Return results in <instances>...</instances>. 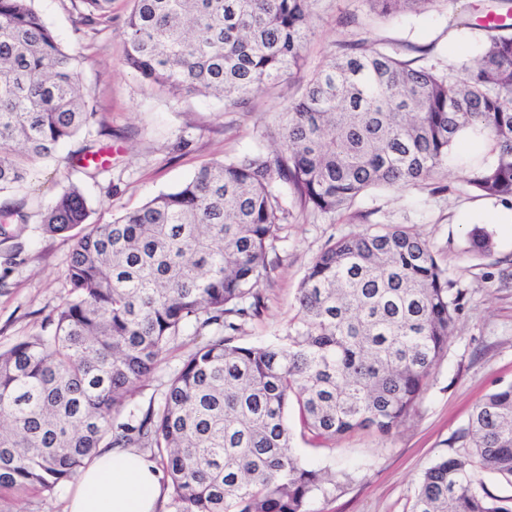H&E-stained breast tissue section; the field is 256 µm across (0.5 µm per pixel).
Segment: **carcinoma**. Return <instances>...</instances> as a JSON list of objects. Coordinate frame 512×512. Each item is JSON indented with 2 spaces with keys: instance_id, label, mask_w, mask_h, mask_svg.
<instances>
[{
  "instance_id": "obj_1",
  "label": "carcinoma",
  "mask_w": 512,
  "mask_h": 512,
  "mask_svg": "<svg viewBox=\"0 0 512 512\" xmlns=\"http://www.w3.org/2000/svg\"><path fill=\"white\" fill-rule=\"evenodd\" d=\"M33 0H0V192L96 121L67 50ZM126 65L169 93L226 107L300 68L315 0H130ZM393 18L440 0H366ZM75 31L112 23V0H70ZM512 26L484 23L470 64L413 66L365 42L336 53L282 113L271 153L201 166L108 224L71 184L41 212L73 233L67 296L41 332L0 350V502L72 482L102 448H153L173 512H309L338 486L295 454L288 408L334 441L392 433L414 411L456 329L462 293L428 241L397 225L329 239L306 269L276 343L239 344L261 316L267 252L300 207L332 215L375 188L421 185L465 132L492 158L461 162L471 191L512 201ZM28 215L0 207V236ZM224 335L192 352L161 406L128 409L135 384L185 329ZM472 451L418 480L409 512H512L476 469L512 479V384L473 409Z\"/></svg>"
}]
</instances>
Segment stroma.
Masks as SVG:
<instances>
[{
  "label": "stroma",
  "mask_w": 512,
  "mask_h": 512,
  "mask_svg": "<svg viewBox=\"0 0 512 512\" xmlns=\"http://www.w3.org/2000/svg\"><path fill=\"white\" fill-rule=\"evenodd\" d=\"M33 6L76 55L83 92L103 128L37 163L23 186L0 194V206L28 215L16 238L0 240V350L38 333L66 297L74 241L45 232L40 213L69 185H78L88 198L90 223H108L182 184L208 162L271 151L289 100L344 45L366 41L419 65L458 66L486 40L481 19L507 9L503 0H444L421 15L383 19L370 14L364 0H316L302 69L278 87L227 108L214 99L159 90L125 64L129 0H114L111 24L93 40L76 32L70 0H34ZM85 145L100 149L109 161L93 177L74 160ZM286 202L290 216L268 248V274L260 284L265 308L260 317L243 322L239 342L269 344L284 336L296 313L300 281L326 242L376 224L420 234L447 268L452 290L463 293L447 355L415 411L390 435L363 429L315 445L299 433L296 414L288 416L301 460L340 478L339 488L311 500L310 512H407L424 470L442 457L467 452L462 432L473 407L512 384V231L488 219L487 197L466 189L453 164L426 184L369 190L351 209L333 215L302 210L291 196ZM477 227L490 234V249L473 247L470 233ZM215 334L209 327L168 345L157 369L135 389L139 412L160 406L171 374Z\"/></svg>",
  "instance_id": "35a3bbf8"
}]
</instances>
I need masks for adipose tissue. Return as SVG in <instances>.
<instances>
[{
	"instance_id": "1",
	"label": "adipose tissue",
	"mask_w": 512,
	"mask_h": 512,
	"mask_svg": "<svg viewBox=\"0 0 512 512\" xmlns=\"http://www.w3.org/2000/svg\"><path fill=\"white\" fill-rule=\"evenodd\" d=\"M162 473L132 448H110L76 479L65 512H158Z\"/></svg>"
}]
</instances>
